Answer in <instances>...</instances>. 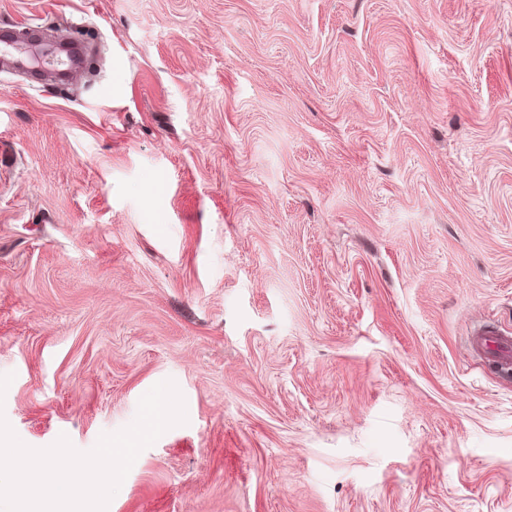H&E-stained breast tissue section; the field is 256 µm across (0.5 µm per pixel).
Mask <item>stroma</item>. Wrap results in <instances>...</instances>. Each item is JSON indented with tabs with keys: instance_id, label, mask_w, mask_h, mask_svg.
Instances as JSON below:
<instances>
[{
	"instance_id": "35a3bbf8",
	"label": "stroma",
	"mask_w": 512,
	"mask_h": 512,
	"mask_svg": "<svg viewBox=\"0 0 512 512\" xmlns=\"http://www.w3.org/2000/svg\"><path fill=\"white\" fill-rule=\"evenodd\" d=\"M0 413L108 512H512V0H0ZM477 346L488 359L501 368L512 369V336L499 329H484L478 333Z\"/></svg>"
}]
</instances>
